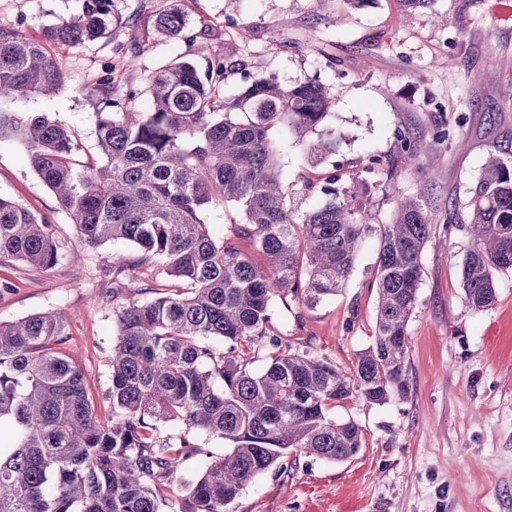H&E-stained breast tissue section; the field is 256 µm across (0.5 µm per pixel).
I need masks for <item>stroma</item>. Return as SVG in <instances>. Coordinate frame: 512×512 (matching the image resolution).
Returning a JSON list of instances; mask_svg holds the SVG:
<instances>
[{
    "label": "stroma",
    "mask_w": 512,
    "mask_h": 512,
    "mask_svg": "<svg viewBox=\"0 0 512 512\" xmlns=\"http://www.w3.org/2000/svg\"><path fill=\"white\" fill-rule=\"evenodd\" d=\"M166 0H117L112 36L77 48L54 47L65 73L48 96L0 102L21 119L46 114L69 128L93 156L104 105L92 87L111 71L115 88L133 93V109L151 107L148 78L198 45L235 63L226 82L235 93L246 78L273 75L286 86L323 84L333 104L323 128L344 138L339 153L314 163L306 144L288 141L277 160L297 213L325 200L331 175L374 182L362 243L346 287L316 309L273 305L275 333L308 340L311 352L342 369L374 334V266L379 225L395 199L425 187L432 233L422 256L417 305L408 324L411 393L383 405L349 400L333 409L363 429V448L332 463L300 456L284 473L252 478L224 512H512V270L495 274L497 298L475 311L460 280L470 247L463 223L470 188L489 158L512 159V0H434L423 13L398 0L363 8L349 0H181L180 39L154 37L153 14ZM81 9V0H0V26L32 39ZM446 130V143L433 136ZM427 144L414 167L387 176L370 157H388L398 139ZM0 195L48 218L61 257L51 270L0 264V322L45 311L66 322L65 350L81 368L100 420L112 415V348L117 341L112 271L152 284L153 267L138 264L125 242L94 249L80 243L51 190L17 140L0 139ZM199 453L183 460L162 512H178L186 484L223 456V440L193 434Z\"/></svg>",
    "instance_id": "1"
}]
</instances>
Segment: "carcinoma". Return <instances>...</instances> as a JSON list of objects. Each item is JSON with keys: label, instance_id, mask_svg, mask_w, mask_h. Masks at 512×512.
<instances>
[{"label": "carcinoma", "instance_id": "carcinoma-1", "mask_svg": "<svg viewBox=\"0 0 512 512\" xmlns=\"http://www.w3.org/2000/svg\"><path fill=\"white\" fill-rule=\"evenodd\" d=\"M116 0H82L78 14L48 27L44 40L0 27V101L46 94L65 74L48 50L112 35ZM186 28L179 0L153 15L152 30L176 39ZM176 60L149 79L153 107L108 99L96 127L97 158L81 161L75 134L46 114L16 121L0 116V137H16L65 209L81 242L125 241L139 264L156 267L155 296L131 298L116 314L108 399L101 422L81 369L63 349L66 325L43 312L0 322V421L14 444L0 452V512H160L169 476L199 452L160 436L174 422L224 440V456L190 484L180 512H224L254 476L288 469V453L343 462L363 448V429L331 410L348 400L380 405L410 394L407 325L422 279L430 222L420 199H397L383 225L374 266L378 292L373 341L348 371L287 344L271 328L277 300L314 309L350 276L368 228L373 185L353 177L321 187L326 203L298 216L275 158L273 133H318L309 152L319 162L340 141L318 128L331 107L327 89L285 87L255 75L224 94V57ZM248 114L245 121L236 117ZM413 163L418 141L398 140ZM219 200L244 223L218 242L203 213ZM471 248L461 268L467 305L496 300L494 272L512 268V160L490 158L466 203ZM248 238L267 260L256 266L234 239ZM53 225L0 196V264L20 261L49 270L58 262ZM216 338L217 348L206 342ZM271 347L260 372L255 352Z\"/></svg>", "mask_w": 512, "mask_h": 512}]
</instances>
